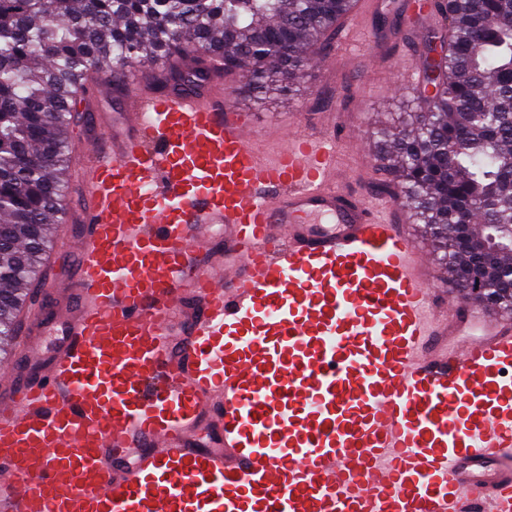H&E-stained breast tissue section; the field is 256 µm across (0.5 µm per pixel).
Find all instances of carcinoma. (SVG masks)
Wrapping results in <instances>:
<instances>
[{"instance_id":"carcinoma-1","label":"carcinoma","mask_w":512,"mask_h":512,"mask_svg":"<svg viewBox=\"0 0 512 512\" xmlns=\"http://www.w3.org/2000/svg\"><path fill=\"white\" fill-rule=\"evenodd\" d=\"M444 28L417 37L425 105L376 129L389 183L413 210L455 285L475 266L458 224L512 240V0H446ZM354 0H0V352L52 247L64 210L78 106L92 83L123 90L130 59L164 89L217 68L241 73L263 104L304 88L306 48L333 33Z\"/></svg>"}]
</instances>
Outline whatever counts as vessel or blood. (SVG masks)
Returning a JSON list of instances; mask_svg holds the SVG:
<instances>
[{
  "mask_svg": "<svg viewBox=\"0 0 512 512\" xmlns=\"http://www.w3.org/2000/svg\"><path fill=\"white\" fill-rule=\"evenodd\" d=\"M89 123L70 271L0 365V512H512V317L430 288L333 124L271 149L223 84L134 72Z\"/></svg>",
  "mask_w": 512,
  "mask_h": 512,
  "instance_id": "obj_1",
  "label": "vessel or blood"
}]
</instances>
